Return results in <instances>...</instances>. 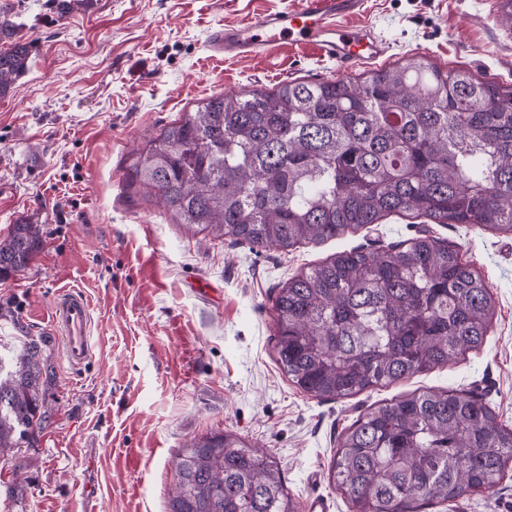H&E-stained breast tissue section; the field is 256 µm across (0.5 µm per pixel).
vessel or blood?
Segmentation results:
<instances>
[{
	"label": "vessel or blood",
	"instance_id": "b4317fda",
	"mask_svg": "<svg viewBox=\"0 0 512 512\" xmlns=\"http://www.w3.org/2000/svg\"><path fill=\"white\" fill-rule=\"evenodd\" d=\"M365 0H297L291 10L260 14L214 30L209 48L228 59H258L276 44L311 48L335 62L339 71L369 65L388 52L385 38L361 22ZM51 324L63 341L62 354L75 370L91 359V309L78 290L60 292L52 303Z\"/></svg>",
	"mask_w": 512,
	"mask_h": 512
}]
</instances>
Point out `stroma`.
<instances>
[{
  "label": "stroma",
  "instance_id": "stroma-1",
  "mask_svg": "<svg viewBox=\"0 0 512 512\" xmlns=\"http://www.w3.org/2000/svg\"><path fill=\"white\" fill-rule=\"evenodd\" d=\"M33 41L28 72L0 98V240L41 225L44 244L0 279V344L50 337L53 414L30 448L0 454V512H167L183 446L231 431L276 459L300 506L352 512L328 475L346 430L412 392L471 390L512 427V235L390 216L281 251L191 233L126 171L146 138L207 96L334 78V62L278 47L255 60L211 56L210 33L297 0H79L57 20L46 0H10ZM363 21L409 54L512 83L503 0H365ZM461 248L487 283L483 347L387 387L321 400L281 370L273 304L288 278L353 248L421 233ZM89 299L96 347L79 371L50 327L63 290ZM429 512H512V470L491 491Z\"/></svg>",
  "mask_w": 512,
  "mask_h": 512
}]
</instances>
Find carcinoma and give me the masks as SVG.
<instances>
[{
  "label": "carcinoma",
  "instance_id": "1",
  "mask_svg": "<svg viewBox=\"0 0 512 512\" xmlns=\"http://www.w3.org/2000/svg\"><path fill=\"white\" fill-rule=\"evenodd\" d=\"M0 4V97L32 41ZM129 188L174 223L282 250L340 238L390 214L512 234V85L443 70L416 53L364 77L220 92L134 153ZM39 224L0 241V278L25 270ZM278 362L303 392L336 400L480 349L493 318L485 280L451 244L423 235L342 251L288 278L274 300ZM50 340L0 359V453L50 418ZM512 463V429L459 390L409 394L347 430L329 476L355 512H423L491 490ZM168 512H299L271 458L232 432L180 453Z\"/></svg>",
  "mask_w": 512,
  "mask_h": 512
}]
</instances>
